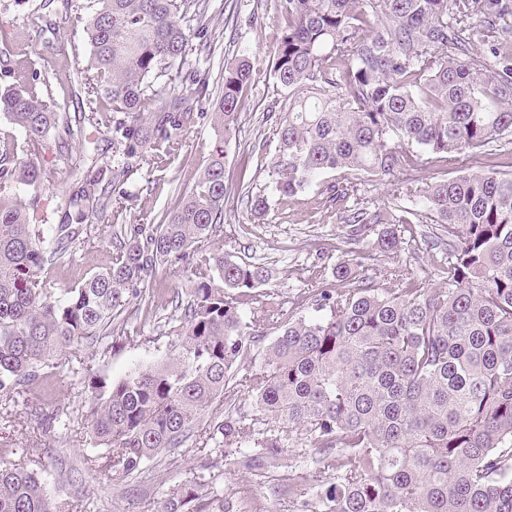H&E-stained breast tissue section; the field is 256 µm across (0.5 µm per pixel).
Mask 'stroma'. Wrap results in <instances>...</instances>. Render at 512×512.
I'll list each match as a JSON object with an SVG mask.
<instances>
[{
  "mask_svg": "<svg viewBox=\"0 0 512 512\" xmlns=\"http://www.w3.org/2000/svg\"><path fill=\"white\" fill-rule=\"evenodd\" d=\"M279 3L214 0L210 26L215 49L198 58L200 69L208 71L214 82L222 77L225 65L243 57L249 58L258 72L243 95L240 128L227 149L225 251L265 266L271 274L269 289L292 299L318 282L332 281L336 264L356 255L363 258L360 273L367 280L386 283L393 271L403 268L413 273L421 287H439V269L448 259V236L438 225H405L400 250L385 254L376 251L375 234L350 239L349 228L343 222L344 203L327 201L315 188L275 203L258 222L246 210L244 195L258 193L269 181L265 163L277 144L272 114L282 94L268 63ZM36 15L53 23L54 31L42 36L32 31L28 21ZM82 28L74 13L65 12L62 0H0V43L24 44L32 67L45 71L50 98L64 102L71 118L84 124L85 137L76 143V152L103 163L112 159V131L88 123L98 106L87 93L82 73L89 56ZM182 140V150L163 167L145 161L134 166L125 184L128 197L123 201L124 223H151L160 213L172 209L181 194L191 188L213 148L214 131L209 121L198 120L185 128ZM42 162L54 173L42 191L49 200L48 221L59 224L77 178L56 162L53 151H46ZM111 256L112 240L107 234L95 252L73 248L69 260L54 271L58 287H67L86 273L108 265ZM167 354V339L131 342L112 355L88 360L87 366L117 380L134 368L163 361ZM59 371L62 379L51 397L23 394L0 406V448L24 449L21 463L45 480L56 500L66 504L67 512H156L165 490L190 468L200 471L206 483L223 492L233 512H298L287 498L276 494L278 474L259 477L218 458L204 463L190 448L183 449L180 467H172L167 458L161 457L147 462L141 474L133 478L84 465L83 458L91 454L92 447L83 440L81 423L50 435L41 425L45 401L78 415L89 407L91 391L83 375L72 374L65 363Z\"/></svg>",
  "mask_w": 512,
  "mask_h": 512,
  "instance_id": "1",
  "label": "stroma"
}]
</instances>
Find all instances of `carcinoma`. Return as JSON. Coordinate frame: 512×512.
I'll list each match as a JSON object with an SVG mask.
<instances>
[{"label": "carcinoma", "instance_id": "carcinoma-1", "mask_svg": "<svg viewBox=\"0 0 512 512\" xmlns=\"http://www.w3.org/2000/svg\"><path fill=\"white\" fill-rule=\"evenodd\" d=\"M212 0H93L83 33L95 121L112 128L110 164L72 153L83 134L48 96L46 80L10 67L0 114L22 135L0 140V394L49 389L59 361L83 369L86 351L106 356L149 340L126 316L132 300L166 312L164 361L118 381L89 376L86 439L126 475L187 444L249 472L276 468L309 444L320 491L311 507L291 484L281 495L304 512H512V173L494 167L423 182L415 145L453 165L512 135V59L488 64L472 51L493 29L501 0H281L270 73L285 97L276 119L271 181L247 198L261 220L272 203L350 175L324 193L346 201L358 185L393 173L448 234L443 286L380 288L358 263L336 265V283L288 310L260 264L213 247L224 236L226 145L236 137L254 68L225 65L217 97L208 73L190 66L212 50ZM205 116L216 136L206 167L177 208L153 224H113L109 265L68 288L51 274L73 245L96 248L97 205L123 195L133 163L161 164L183 148L187 124ZM50 141L65 168L83 171L66 220L44 223L41 190ZM22 148L26 160L17 157ZM422 214L355 208L344 223L377 230L384 253L401 248L400 224ZM181 272L190 288L152 286L157 268ZM260 304L249 317L244 299ZM275 337L248 369L238 362ZM251 394L262 427L241 410ZM45 431L68 428L70 412L48 405ZM0 453V512H64L40 476ZM158 512H224L219 491L194 471L170 488Z\"/></svg>", "mask_w": 512, "mask_h": 512}]
</instances>
